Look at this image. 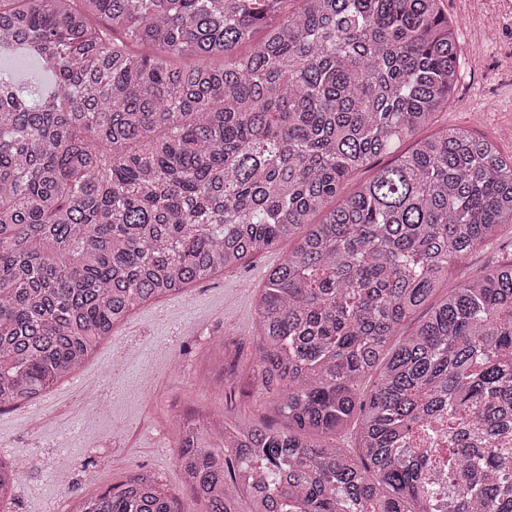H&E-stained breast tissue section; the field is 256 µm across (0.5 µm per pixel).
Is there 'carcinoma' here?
I'll use <instances>...</instances> for the list:
<instances>
[{"label":"carcinoma","mask_w":512,"mask_h":512,"mask_svg":"<svg viewBox=\"0 0 512 512\" xmlns=\"http://www.w3.org/2000/svg\"><path fill=\"white\" fill-rule=\"evenodd\" d=\"M439 2L0 0V57L52 79L32 100L0 72V411L138 307L295 239L260 295L253 368L288 429L179 424L200 512H512V262L431 303L512 227V156L444 130L328 208L448 103L460 49ZM444 414L432 488L410 432ZM354 419L355 447L328 441ZM16 475L0 460V503ZM175 504L139 473L82 508Z\"/></svg>","instance_id":"obj_1"}]
</instances>
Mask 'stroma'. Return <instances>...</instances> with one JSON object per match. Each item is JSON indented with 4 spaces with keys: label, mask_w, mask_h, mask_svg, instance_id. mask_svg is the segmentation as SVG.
Returning a JSON list of instances; mask_svg holds the SVG:
<instances>
[{
    "label": "stroma",
    "mask_w": 512,
    "mask_h": 512,
    "mask_svg": "<svg viewBox=\"0 0 512 512\" xmlns=\"http://www.w3.org/2000/svg\"><path fill=\"white\" fill-rule=\"evenodd\" d=\"M460 45L455 89L417 138L463 128L512 154V0H441ZM289 243L150 302L92 358L38 400L0 412V457L19 474L11 512H69L132 471L157 475L185 512L197 502L177 463L176 431L191 419L223 424L224 350L237 373L256 360L257 301ZM512 261V230L496 232L451 266L449 285Z\"/></svg>",
    "instance_id": "obj_1"
}]
</instances>
